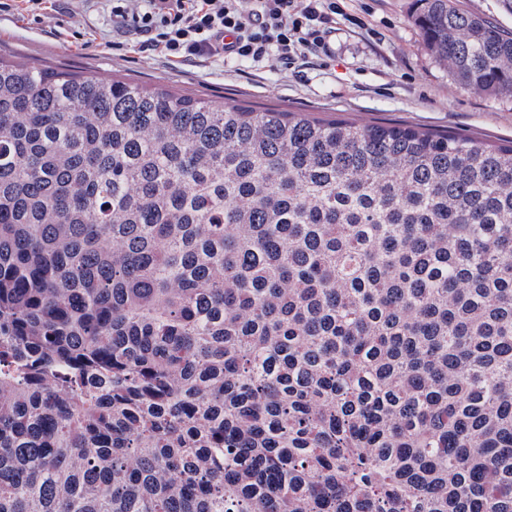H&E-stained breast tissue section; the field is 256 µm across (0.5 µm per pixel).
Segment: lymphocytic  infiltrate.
I'll return each instance as SVG.
<instances>
[{"label": "lymphocytic infiltrate", "mask_w": 512, "mask_h": 512, "mask_svg": "<svg viewBox=\"0 0 512 512\" xmlns=\"http://www.w3.org/2000/svg\"><path fill=\"white\" fill-rule=\"evenodd\" d=\"M130 53L172 68L207 61L296 68L330 54L339 0H111Z\"/></svg>", "instance_id": "1"}]
</instances>
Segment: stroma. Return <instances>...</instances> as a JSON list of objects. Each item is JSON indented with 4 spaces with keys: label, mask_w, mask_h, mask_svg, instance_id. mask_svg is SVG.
<instances>
[{
    "label": "stroma",
    "mask_w": 512,
    "mask_h": 512,
    "mask_svg": "<svg viewBox=\"0 0 512 512\" xmlns=\"http://www.w3.org/2000/svg\"><path fill=\"white\" fill-rule=\"evenodd\" d=\"M353 20L331 37L330 59L301 75L248 62L174 70L126 50L109 0H58L49 19L0 16V55L20 65L60 66L97 77L166 85L227 105L268 104L360 123L396 122L512 142V95L461 86L427 50L412 0H342Z\"/></svg>",
    "instance_id": "35a3bbf8"
}]
</instances>
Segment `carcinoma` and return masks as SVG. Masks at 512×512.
Listing matches in <instances>:
<instances>
[{
    "instance_id": "carcinoma-1",
    "label": "carcinoma",
    "mask_w": 512,
    "mask_h": 512,
    "mask_svg": "<svg viewBox=\"0 0 512 512\" xmlns=\"http://www.w3.org/2000/svg\"><path fill=\"white\" fill-rule=\"evenodd\" d=\"M0 512H512V144L0 57Z\"/></svg>"
}]
</instances>
